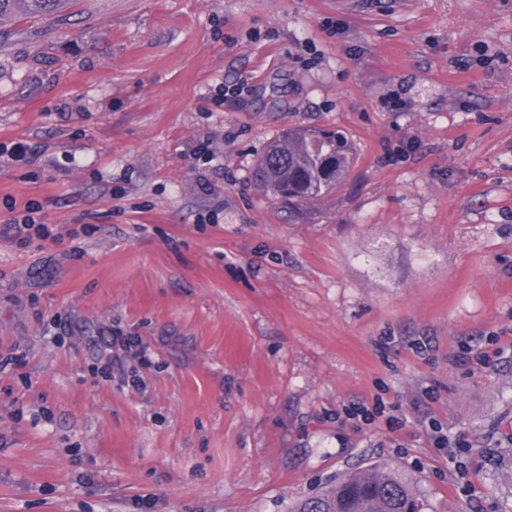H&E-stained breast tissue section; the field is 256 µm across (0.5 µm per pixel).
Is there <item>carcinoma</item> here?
Instances as JSON below:
<instances>
[{"mask_svg":"<svg viewBox=\"0 0 512 512\" xmlns=\"http://www.w3.org/2000/svg\"><path fill=\"white\" fill-rule=\"evenodd\" d=\"M64 0H0V21L36 22L53 15ZM357 156L341 130L292 127L257 160L254 177L263 194L293 208L316 202L347 177ZM414 487L398 473L370 467L336 480L298 500L291 512H422Z\"/></svg>","mask_w":512,"mask_h":512,"instance_id":"obj_1","label":"carcinoma"}]
</instances>
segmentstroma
Returning <instances> with one entry per match:
<instances>
[{"instance_id":"stroma-1","label":"stroma","mask_w":512,"mask_h":512,"mask_svg":"<svg viewBox=\"0 0 512 512\" xmlns=\"http://www.w3.org/2000/svg\"><path fill=\"white\" fill-rule=\"evenodd\" d=\"M293 126L359 152L300 214L252 181ZM14 141L0 225L61 238L0 236V512H287L375 463L512 512V0H78L0 25ZM16 201H12L8 206V210L14 215L6 224L0 226V235H3L20 246L27 247L34 240L45 241L48 238L56 241L61 236L53 234L48 224H43L40 217L35 215L40 211L31 203H25L18 211H16ZM110 346L112 347V365L122 366L127 362L137 361L140 365L149 362L148 347L137 336H126L122 332L112 333Z\"/></svg>"}]
</instances>
